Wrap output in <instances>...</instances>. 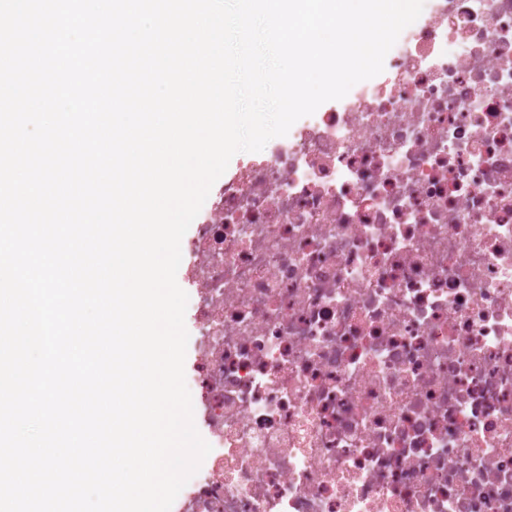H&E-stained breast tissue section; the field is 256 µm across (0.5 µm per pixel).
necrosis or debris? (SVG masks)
<instances>
[{"mask_svg": "<svg viewBox=\"0 0 512 512\" xmlns=\"http://www.w3.org/2000/svg\"><path fill=\"white\" fill-rule=\"evenodd\" d=\"M182 248L212 450L177 512H512V0H428Z\"/></svg>", "mask_w": 512, "mask_h": 512, "instance_id": "1", "label": "necrosis or debris"}]
</instances>
